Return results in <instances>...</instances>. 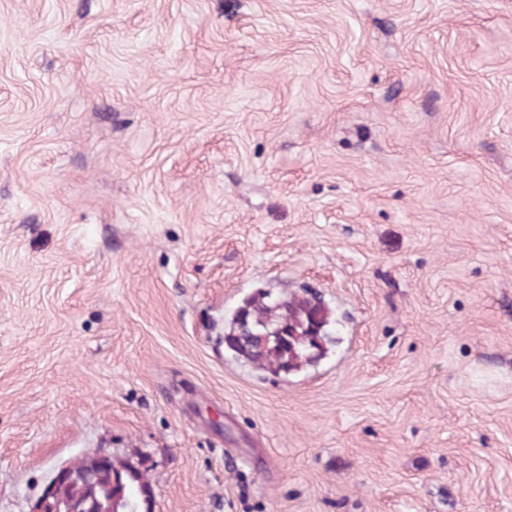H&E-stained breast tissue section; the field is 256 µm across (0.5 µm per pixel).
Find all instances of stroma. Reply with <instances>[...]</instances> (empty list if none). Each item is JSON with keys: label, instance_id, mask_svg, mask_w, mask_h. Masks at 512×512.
Wrapping results in <instances>:
<instances>
[{"label": "stroma", "instance_id": "35a3bbf8", "mask_svg": "<svg viewBox=\"0 0 512 512\" xmlns=\"http://www.w3.org/2000/svg\"><path fill=\"white\" fill-rule=\"evenodd\" d=\"M332 340L223 343L256 290ZM512 512V0H0V512ZM318 309L320 314L314 316L311 324V334H315L321 323L329 326V312L324 305L317 306L311 298L300 296L272 297L268 291H257L255 294L243 301L233 314L224 336V342L234 352L236 358L253 365L258 369L287 373L299 371L303 367L316 362L320 356H313L312 347H318V340L325 336H292L291 347L283 349L272 338L270 340L260 336L239 335V323L245 335L253 333H264L271 329L286 326L292 327L297 332H304L305 327L311 321V312ZM112 471V475H111ZM70 463L60 466L33 503L30 512H82V505L59 503L56 499L57 484L70 476ZM88 477H94L90 484ZM138 475L134 472L119 473L114 466L89 458L77 465L76 473L61 482L56 490L57 498L63 502L84 503L89 512H138Z\"/></svg>", "mask_w": 512, "mask_h": 512}]
</instances>
